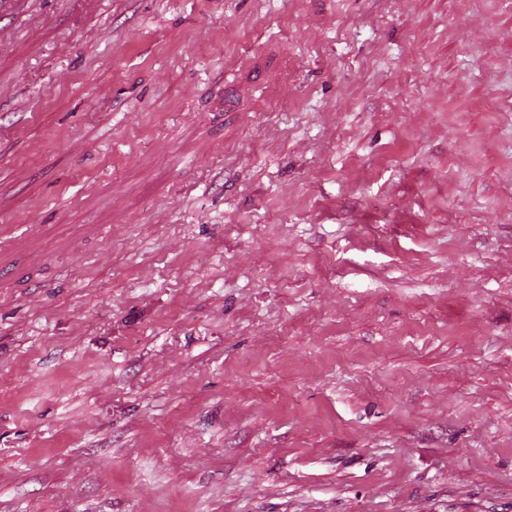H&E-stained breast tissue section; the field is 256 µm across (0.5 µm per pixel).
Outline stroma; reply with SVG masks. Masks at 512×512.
I'll return each mask as SVG.
<instances>
[{"instance_id":"1","label":"stroma","mask_w":512,"mask_h":512,"mask_svg":"<svg viewBox=\"0 0 512 512\" xmlns=\"http://www.w3.org/2000/svg\"><path fill=\"white\" fill-rule=\"evenodd\" d=\"M0 512H512V0H0Z\"/></svg>"}]
</instances>
